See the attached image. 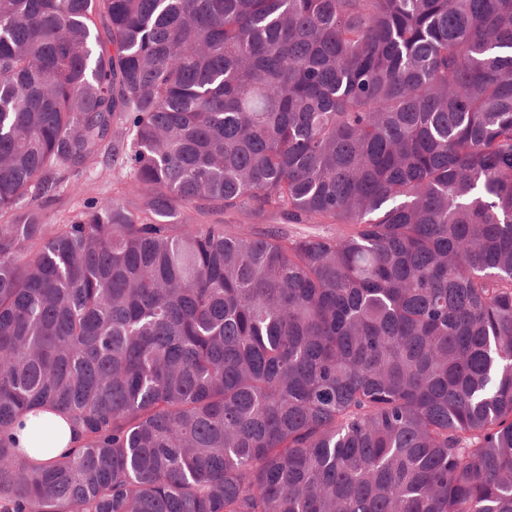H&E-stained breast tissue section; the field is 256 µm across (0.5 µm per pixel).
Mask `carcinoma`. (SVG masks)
I'll return each mask as SVG.
<instances>
[{"mask_svg": "<svg viewBox=\"0 0 512 512\" xmlns=\"http://www.w3.org/2000/svg\"><path fill=\"white\" fill-rule=\"evenodd\" d=\"M0 512H512V0H0ZM126 180H128L126 170L118 167L106 169L102 162L95 164L86 172L71 177L68 187H65L64 191L54 200L40 204L44 224L61 223L66 214L82 199L91 196L112 195V189L120 188ZM74 182L82 188L80 195L71 193L70 187ZM178 213L188 224H244L254 235H263L271 227L283 228L288 235L315 233L330 236L336 233V224H288L284 218L275 212H260L249 215L224 213L220 211L199 214L193 209L176 205ZM41 418L52 422L58 427L59 430V444L55 446L52 453H39L34 450L33 446V420L32 414H25L20 418V422L12 431L10 437L15 442L16 448H19L22 453L27 456L46 461L58 453L76 448L80 439V432L75 429L74 425L70 424L65 417L60 414L45 411L40 413ZM25 424V427L21 425Z\"/></svg>", "mask_w": 512, "mask_h": 512, "instance_id": "1", "label": "carcinoma"}]
</instances>
